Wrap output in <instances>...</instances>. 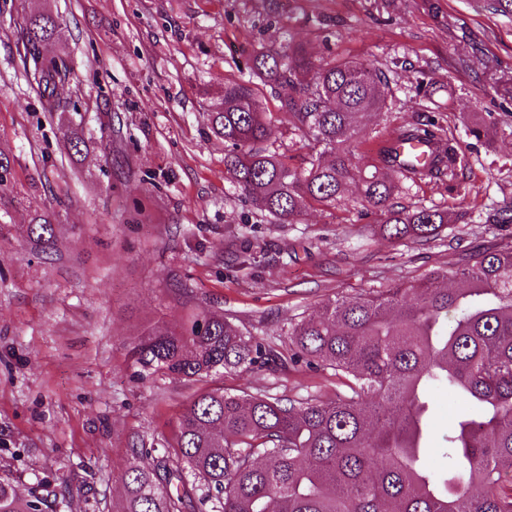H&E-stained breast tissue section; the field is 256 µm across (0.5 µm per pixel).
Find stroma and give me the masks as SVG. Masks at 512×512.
Masks as SVG:
<instances>
[{
  "mask_svg": "<svg viewBox=\"0 0 512 512\" xmlns=\"http://www.w3.org/2000/svg\"><path fill=\"white\" fill-rule=\"evenodd\" d=\"M66 23L51 52L75 59L46 112L21 71V26L39 2ZM306 46L314 63L366 61L386 73L383 114L364 117L356 162L424 117L449 129L466 164L456 182L427 178L398 202L447 211L427 242L387 239L359 204L312 205L288 224L241 195L208 114L224 84L268 46ZM494 60L512 76V17L472 0H7L0 14V152L13 161L0 194V472L19 495L65 498L61 512H110L117 474L142 442L173 438L195 389L139 378L128 349L150 325L218 311L246 335L288 348V325L322 299L379 291L502 247L492 218L512 196V93L476 73ZM288 86L260 87L270 144L293 164L322 156L280 111ZM510 113L492 142L469 129ZM81 132V153L59 133ZM53 213V243L30 240L36 212ZM213 386L285 400L345 392L332 370L286 364L228 371Z\"/></svg>",
  "mask_w": 512,
  "mask_h": 512,
  "instance_id": "obj_1",
  "label": "stroma"
}]
</instances>
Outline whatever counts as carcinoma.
Instances as JSON below:
<instances>
[{
	"label": "carcinoma",
	"mask_w": 512,
	"mask_h": 512,
	"mask_svg": "<svg viewBox=\"0 0 512 512\" xmlns=\"http://www.w3.org/2000/svg\"><path fill=\"white\" fill-rule=\"evenodd\" d=\"M62 32L59 17L35 6L21 42L24 77L47 112L77 110L55 90L70 83L75 61L47 46ZM250 78L224 83L223 106L210 112L212 132L228 147L224 167L239 191L283 223L308 204L336 206L346 185L361 183V203L383 231L401 241L431 240L448 228L435 208L392 203L402 183L457 176L455 138L427 119L399 133L424 141L429 159L376 150L378 164L353 163L354 119L378 116L391 89L385 74L360 61L315 65L304 47L256 52ZM286 84L288 123L334 154L291 166L269 150L271 118L255 81ZM36 242L56 237L50 212L27 228ZM289 360L331 369L347 391L334 400L285 402L262 393L227 392L207 383L275 357L263 339L245 336L224 315L204 312L181 328L150 327L132 344L140 374L176 376L198 387L169 449L142 448L118 480L112 512H512V248L472 252L464 264L357 296L326 298L288 327ZM448 388L463 407L434 446L435 468L423 463L434 428L430 394ZM36 492L17 495L0 474V512H57Z\"/></svg>",
	"instance_id": "cac0c4a2"
}]
</instances>
